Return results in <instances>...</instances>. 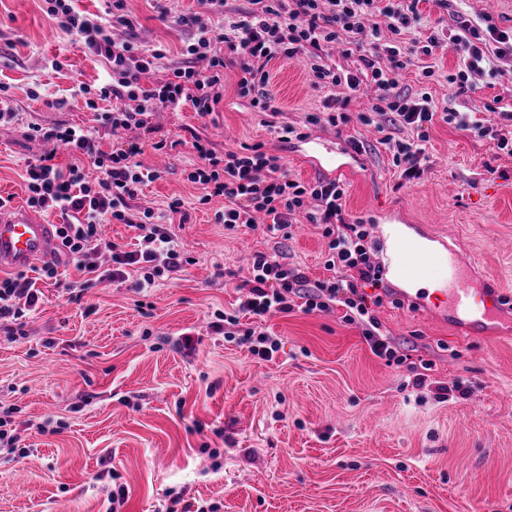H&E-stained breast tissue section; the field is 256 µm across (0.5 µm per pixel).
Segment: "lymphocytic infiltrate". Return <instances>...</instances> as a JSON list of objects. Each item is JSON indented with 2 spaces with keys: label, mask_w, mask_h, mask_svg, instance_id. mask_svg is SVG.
<instances>
[{
  "label": "lymphocytic infiltrate",
  "mask_w": 512,
  "mask_h": 512,
  "mask_svg": "<svg viewBox=\"0 0 512 512\" xmlns=\"http://www.w3.org/2000/svg\"><path fill=\"white\" fill-rule=\"evenodd\" d=\"M73 2L46 0V12L61 31L77 37L91 54L104 59L108 68L105 80L95 88L80 87L79 92L86 106L96 111L101 128L119 136L120 141L107 153L100 149L95 130L66 125L30 127L29 137L42 141L45 149L27 160L24 178L29 206L63 219L57 227L61 249L80 274L79 280L66 286L74 299L103 282L124 283L132 272L138 275L135 287L140 291L184 272L189 259L171 225L162 222L154 210L135 204L140 187L159 177L138 157L144 136L154 131L153 112L185 106L202 117L215 112L224 96L226 67L238 71L239 95L248 98L253 108L270 112L274 97L269 90V63L281 57L305 56L312 85L327 92L323 106L335 127L350 123L347 108L351 97L362 82H369L375 111L391 116L392 130L384 134L381 143L407 181L422 173L423 144L429 139L435 116L482 138L493 133L492 127L470 120L465 113L437 107L428 94L398 90L396 72L415 57L432 55L445 43L433 33L403 47L401 35L420 19L418 0H248V8L238 18L225 19L214 27L202 24L200 15L223 13L225 0H198L200 14L177 19L179 26L194 32L192 43L184 49V62L149 84L143 83L142 77L157 68L163 52L112 36L114 27L130 31L136 26L126 10V0H111L103 18L77 11ZM376 12L389 18L387 29L376 27L371 34H364V17ZM451 41L460 64L450 81L463 89L474 88V80L484 75L486 64L512 61V32L499 29L486 15L476 22L464 21ZM216 43L223 44V55L212 54ZM330 43L341 45L344 55H357L359 71L344 73L324 64L322 55ZM201 60L207 61V69L198 68ZM102 102L107 105L103 111L98 108ZM403 129L412 131V138H397V131ZM61 147L77 155V162L64 168L56 164ZM192 147L197 161L187 179L202 190L199 204L223 198L224 208L216 218L225 229L254 225L255 214L262 212L270 219L266 233L273 238L304 210L312 223L321 225L327 241L324 267L330 275L322 280L310 279L304 270L287 263L280 247L254 253L237 310L216 313L213 332L239 341L252 355L269 361L279 351L280 341L261 326L267 314L296 310L311 314L339 308L345 322L361 325L373 355L390 366L405 364L407 354L382 332L368 303L367 288L382 289L384 278L374 254L370 225L351 218L345 209L344 184L322 178L307 185L290 179L281 156L260 143L221 155L199 138ZM114 222L136 229V249L121 250L103 237L102 225ZM106 254L112 266L105 270L100 258ZM58 275L57 265L45 263L30 276H0V331L13 339L25 337L27 321L39 309L42 285Z\"/></svg>",
  "instance_id": "1"
}]
</instances>
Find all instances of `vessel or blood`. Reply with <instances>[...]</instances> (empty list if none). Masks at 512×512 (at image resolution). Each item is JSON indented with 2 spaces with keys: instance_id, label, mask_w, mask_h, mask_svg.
<instances>
[{
  "instance_id": "1",
  "label": "vessel or blood",
  "mask_w": 512,
  "mask_h": 512,
  "mask_svg": "<svg viewBox=\"0 0 512 512\" xmlns=\"http://www.w3.org/2000/svg\"><path fill=\"white\" fill-rule=\"evenodd\" d=\"M439 243V248L432 249L413 238L401 237L397 256L389 255L382 261V275L393 274L398 269L407 279L414 280L432 266H446L445 287L435 289L427 297L404 289L401 298L418 311L450 317L452 323L462 325L469 333L485 332L495 325L504 310L512 308V296L497 288L471 290L459 276L453 246L444 237ZM59 257L56 226L47 217L22 207L0 206V269L21 270Z\"/></svg>"
}]
</instances>
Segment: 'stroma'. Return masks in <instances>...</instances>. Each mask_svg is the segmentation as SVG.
<instances>
[{"mask_svg": "<svg viewBox=\"0 0 512 512\" xmlns=\"http://www.w3.org/2000/svg\"><path fill=\"white\" fill-rule=\"evenodd\" d=\"M45 0H0V86L19 114L0 127V195L26 203L24 163L35 153L29 125L96 126L94 110L71 101L56 109L45 98H69L78 85L97 86L105 62L75 36L56 29ZM137 25L129 39L165 53L163 68L181 61L190 37L176 19L197 12L196 0H127ZM422 21L411 37L431 31L452 36L457 20L491 15L512 29V0H420ZM459 57L447 46L413 61L397 76L399 88L425 92L436 105L494 126L496 138L435 119L425 144L421 178L402 183L379 142L383 115L361 87L351 113L369 124L331 126L325 90L311 85L304 60L277 58L269 89L278 114L267 119L237 93L238 73L224 71V98L215 114L161 110L155 138L175 149L145 148L139 160L160 177L138 197L164 212L181 198L188 221L176 233L191 259L180 279L138 293L130 284L104 283L69 300L62 286H45V299L12 340L0 332V403L14 405L20 447L27 457L0 452V512H106L113 483L123 484L122 512H164L171 495L184 503H218L220 512H512V331L471 336L398 303L402 282L390 276L375 309L384 331L411 362H431L434 382H458L462 393L440 399L432 387L413 388L407 368L374 356L357 324L342 310L272 313L264 328L281 340L273 360L251 356L210 329L213 315L232 311L250 259L272 247L257 228L225 230L219 203L200 205L186 179L202 137L216 152L258 142L282 156L290 178L310 183L308 170L280 142L275 126L306 128L342 150L349 138L364 144L349 161L350 216L373 222L384 209L405 210L416 225L454 240L462 257L512 295V64L474 90L449 84ZM431 76H423V67ZM40 98H32L31 88ZM320 225L297 216L286 243L288 260L310 278L327 275ZM193 332L187 352L177 340Z\"/></svg>", "mask_w": 512, "mask_h": 512, "instance_id": "35a3bbf8", "label": "stroma"}]
</instances>
